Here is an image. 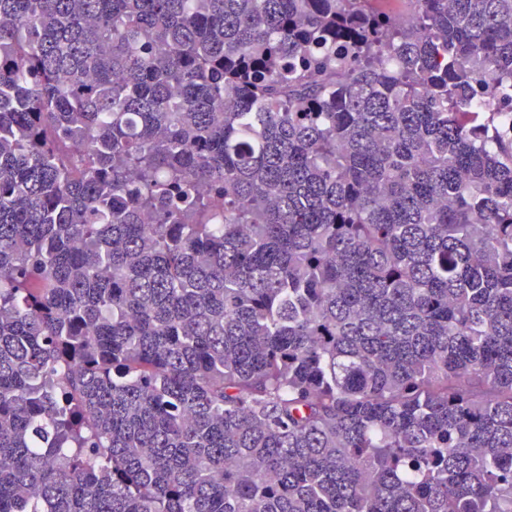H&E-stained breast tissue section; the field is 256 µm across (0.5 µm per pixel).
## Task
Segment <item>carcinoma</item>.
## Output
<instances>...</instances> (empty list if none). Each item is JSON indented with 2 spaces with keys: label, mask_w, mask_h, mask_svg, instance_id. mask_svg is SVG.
<instances>
[{
  "label": "carcinoma",
  "mask_w": 512,
  "mask_h": 512,
  "mask_svg": "<svg viewBox=\"0 0 512 512\" xmlns=\"http://www.w3.org/2000/svg\"><path fill=\"white\" fill-rule=\"evenodd\" d=\"M373 2L0 0V512H512V0Z\"/></svg>",
  "instance_id": "1"
}]
</instances>
